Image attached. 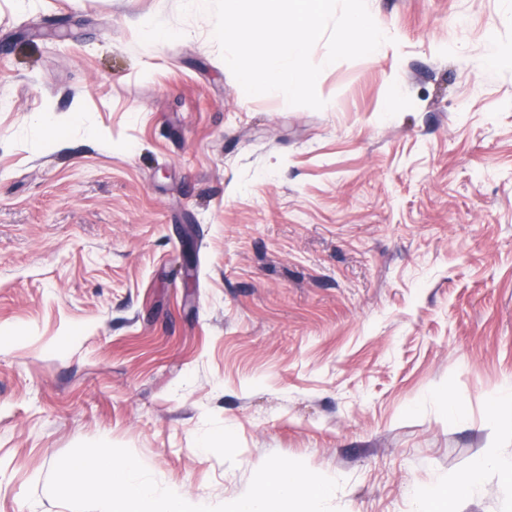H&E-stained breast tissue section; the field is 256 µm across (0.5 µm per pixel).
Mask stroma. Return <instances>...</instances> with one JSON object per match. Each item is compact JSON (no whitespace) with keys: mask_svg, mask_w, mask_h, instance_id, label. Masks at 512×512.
Returning <instances> with one entry per match:
<instances>
[{"mask_svg":"<svg viewBox=\"0 0 512 512\" xmlns=\"http://www.w3.org/2000/svg\"><path fill=\"white\" fill-rule=\"evenodd\" d=\"M180 4L0 0V512H70L96 440L207 505L279 454L338 512H440L512 457V0H367L392 41L319 110ZM496 463L499 469L506 475L507 485L512 489V461H501L495 458L493 451H488V455L477 463L472 470L457 480L448 483V493L455 489H461L465 492L474 491L481 483V477L484 468L489 463Z\"/></svg>","mask_w":512,"mask_h":512,"instance_id":"stroma-1","label":"stroma"}]
</instances>
